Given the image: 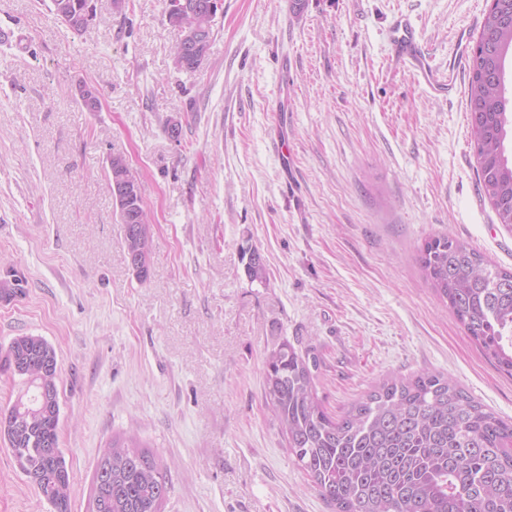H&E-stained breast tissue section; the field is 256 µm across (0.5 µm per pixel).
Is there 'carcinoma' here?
<instances>
[{
	"instance_id": "cac0c4a2",
	"label": "carcinoma",
	"mask_w": 512,
	"mask_h": 512,
	"mask_svg": "<svg viewBox=\"0 0 512 512\" xmlns=\"http://www.w3.org/2000/svg\"><path fill=\"white\" fill-rule=\"evenodd\" d=\"M87 0H51L58 20L76 33ZM209 0H167L165 18L183 42L192 43L205 23L199 6ZM512 0L486 12L470 50L467 106L479 185L499 223L512 227V160L505 142L512 126V98L504 82L512 55V26L504 17ZM106 186L128 178L129 164L110 154ZM419 263L439 297L496 368L512 376V270L490 264L467 243L436 236L419 250ZM250 280L266 281L252 252ZM24 294V280L9 269L0 298ZM58 363L42 336L14 337L0 348V372L22 379V403L32 423L21 429L14 403L0 413V439L51 512H71V478L59 448L61 405L58 372L44 379L34 367ZM316 357L288 342L267 357L268 404L296 458L335 512H512V423L472 401L441 374L388 378L339 416L317 398ZM94 474L91 512H160L170 487L160 465L134 439L114 440Z\"/></svg>"
}]
</instances>
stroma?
I'll return each mask as SVG.
<instances>
[{
  "instance_id": "obj_1",
  "label": "stroma",
  "mask_w": 512,
  "mask_h": 512,
  "mask_svg": "<svg viewBox=\"0 0 512 512\" xmlns=\"http://www.w3.org/2000/svg\"><path fill=\"white\" fill-rule=\"evenodd\" d=\"M94 3L78 35L51 0H0L16 32L0 45V272L25 279L0 300V344L27 333L57 351L71 512H89L98 458L128 435L164 468L162 512H333L267 406L284 341L317 356L330 414L429 371L512 420V377L418 262L445 235L512 269L465 99L487 0H222L191 73L173 65L166 0ZM401 17L453 95L393 62ZM83 85L99 111L80 110ZM111 153L152 227L143 283L106 189ZM248 247L266 282L247 276ZM0 512H49L1 441Z\"/></svg>"
}]
</instances>
